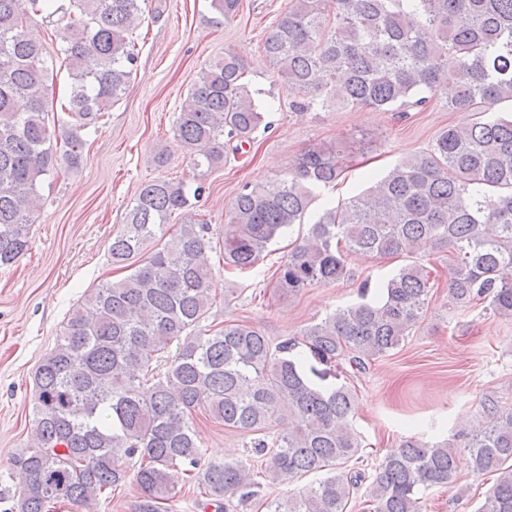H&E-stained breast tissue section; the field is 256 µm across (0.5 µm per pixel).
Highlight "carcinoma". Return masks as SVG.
<instances>
[{"instance_id": "1", "label": "carcinoma", "mask_w": 512, "mask_h": 512, "mask_svg": "<svg viewBox=\"0 0 512 512\" xmlns=\"http://www.w3.org/2000/svg\"><path fill=\"white\" fill-rule=\"evenodd\" d=\"M143 3L0 0L1 265L29 247L56 130H66L63 160L78 167L81 132L126 93ZM239 6L212 0L226 20ZM59 12L75 15L57 32L71 83L50 123L43 47L29 29L34 17ZM263 51L302 109L403 112L438 98L452 112L476 114L324 210L279 265L278 297L350 278L351 253L385 258L436 247L448 249L452 302L487 299L493 314L512 319V279L501 276L512 268V114L497 110L512 102V0H290ZM246 76L237 51L200 72L174 131L196 185L140 186L109 246L112 266L129 274L88 292L36 368L29 445L14 460L24 480L4 490L8 512H48L59 502L89 512L133 467L140 512H160L179 470L203 489L205 510L232 512L231 499L257 498L249 467L205 457L191 422L197 410L252 435L269 483L321 475L298 493L264 499L265 512H348L361 490L371 512H423V490L455 481L459 458L446 439L407 438L371 478L348 467L363 442L352 425L354 393L335 370L343 361L361 373L406 341L434 287L429 267L408 263L380 285L364 279L361 302L275 343L245 324L201 328L216 299L209 224H182L157 244L171 214L205 192L202 179L224 165L226 150L250 144L264 123ZM340 161L336 145L320 144L288 177L244 184L225 210L224 265L259 264L340 177ZM173 344L175 355L152 366ZM482 412L485 426L463 435V448L473 474L496 478L476 512H512V407L490 400ZM274 423L281 429L272 433Z\"/></svg>"}]
</instances>
